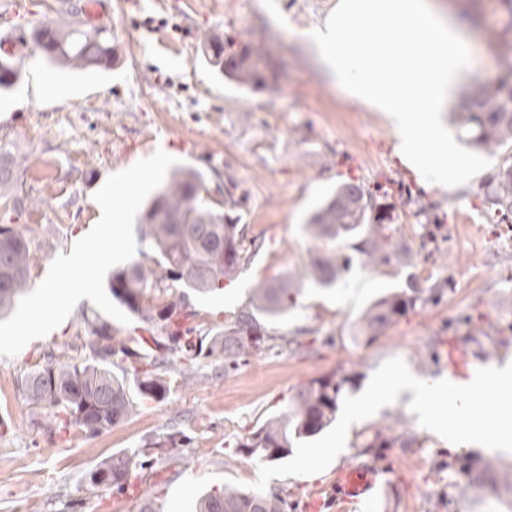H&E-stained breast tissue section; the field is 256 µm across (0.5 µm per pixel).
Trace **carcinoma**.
Segmentation results:
<instances>
[{"label":"carcinoma","mask_w":512,"mask_h":512,"mask_svg":"<svg viewBox=\"0 0 512 512\" xmlns=\"http://www.w3.org/2000/svg\"><path fill=\"white\" fill-rule=\"evenodd\" d=\"M60 25H42L33 41L53 65L78 69H107L112 65L113 47L105 30L75 19ZM213 66L239 89L251 90L266 82V51L252 38L240 34L229 40L209 43ZM21 69L11 54H0V91L13 87ZM457 121L468 134V143L497 155L512 150V84L479 82L462 100ZM8 143H0V187L13 183ZM236 185L224 187V201H212L205 173L194 168L174 171L147 203L138 220V252L153 256L155 269L137 262L112 272L108 292L117 305L136 319L166 334L168 344L156 354H141L112 334L106 323L86 321L87 339L74 350L80 355L61 363H50L27 373L20 389L29 403L48 412L46 428L61 432L78 426L94 435L127 419L133 397L141 403L162 401L170 391L166 364L173 355L183 363L201 356L224 357L238 362L251 350L263 349L272 340L262 318L279 319L296 306L300 288L288 278L265 282L253 289L250 308L224 325L208 347L194 340L195 328L179 326L176 318L191 319L186 309L187 294L170 293L172 284L198 294L223 288L224 281L237 277L252 256L246 225L238 213ZM496 210L512 216V158L498 167L487 190ZM386 218L373 213V200L356 183H341L323 199L305 224L311 239L308 274L320 287L336 284L351 263L339 241L364 237L361 250L371 262H387L396 254ZM24 224L0 225V311L10 308L28 289L33 263L31 244ZM429 300L427 290L412 286L393 290L377 298L362 316L360 331L374 335L395 319ZM132 363V369L124 363ZM134 387H129V381ZM349 383L334 374L313 379L288 398L280 413L237 442L239 453L278 461L289 454L295 441L318 435L336 419L338 403ZM54 388L47 395L44 385ZM183 442L180 432L164 433L158 440L131 452L114 454L90 475L95 486L124 491L141 459L151 448L176 449ZM285 501L275 494L224 486L200 495L196 512H285Z\"/></svg>","instance_id":"carcinoma-1"}]
</instances>
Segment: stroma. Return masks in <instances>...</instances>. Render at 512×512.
<instances>
[{"instance_id": "stroma-1", "label": "stroma", "mask_w": 512, "mask_h": 512, "mask_svg": "<svg viewBox=\"0 0 512 512\" xmlns=\"http://www.w3.org/2000/svg\"><path fill=\"white\" fill-rule=\"evenodd\" d=\"M107 2L114 61L81 71L49 64L31 46L35 27L58 23L62 10L84 0H0V39L23 59L19 82L0 96V139L10 144L23 204L0 211V224L34 228L31 285L98 222L93 195L106 179L159 149L206 173L213 200L223 201L226 181L235 182L244 222L260 243L230 293L190 295L198 335L247 308L258 283L303 273L304 226L338 183L361 184L391 211L407 254L374 265L357 252L335 287L304 283L287 318L267 326L273 348L237 368L200 359L165 400L134 404L111 429L51 434L44 410L24 400L17 384L32 368L63 361L86 337V319L100 311L80 301L59 332L0 357V512H140L124 494L93 486L89 474L112 453L175 431L188 438L177 462H168V449H154L141 481L156 512H192L199 490L257 480L260 458L236 452L235 443L312 379L347 376L344 393L355 396L392 358L420 379H443L440 353L451 337L474 358L493 351L512 363V235L490 223L486 201L500 159L491 157L466 188L422 189L394 151L393 128L339 93L297 34L328 16L336 0ZM450 2L478 35L475 59L486 82L507 78L494 44L512 42V5ZM244 29L264 43L268 59L266 85L250 92L219 78L205 52L209 39ZM47 77L55 94L43 101ZM412 276L424 288L448 281L447 295L376 338L360 335L368 306ZM409 401L400 395L352 425L346 453L323 472L271 479L267 492L284 498L288 512H305L309 495L335 494L339 469L377 458L386 473L368 512H512V453L449 443L419 424ZM384 429L390 445L373 451Z\"/></svg>"}]
</instances>
